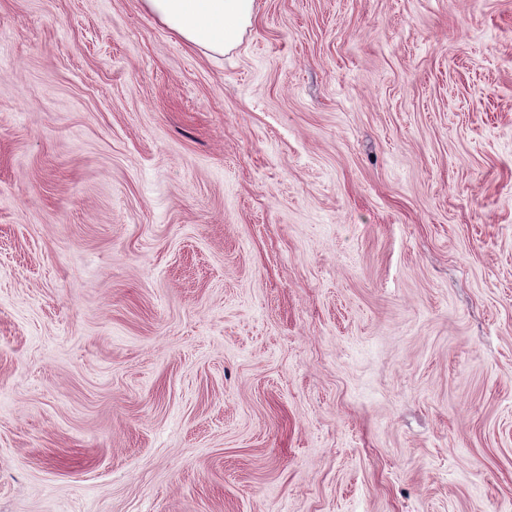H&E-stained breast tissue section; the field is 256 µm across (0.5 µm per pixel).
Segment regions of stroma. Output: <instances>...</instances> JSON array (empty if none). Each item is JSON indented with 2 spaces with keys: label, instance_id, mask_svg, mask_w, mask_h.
<instances>
[{
  "label": "stroma",
  "instance_id": "stroma-1",
  "mask_svg": "<svg viewBox=\"0 0 512 512\" xmlns=\"http://www.w3.org/2000/svg\"><path fill=\"white\" fill-rule=\"evenodd\" d=\"M0 512H512V0H0ZM254 0H144L186 42L215 53L235 48L254 16Z\"/></svg>",
  "mask_w": 512,
  "mask_h": 512
}]
</instances>
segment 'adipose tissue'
Listing matches in <instances>:
<instances>
[{"mask_svg": "<svg viewBox=\"0 0 512 512\" xmlns=\"http://www.w3.org/2000/svg\"><path fill=\"white\" fill-rule=\"evenodd\" d=\"M186 42L215 53L235 48L254 16V0H144Z\"/></svg>", "mask_w": 512, "mask_h": 512, "instance_id": "1", "label": "adipose tissue"}]
</instances>
